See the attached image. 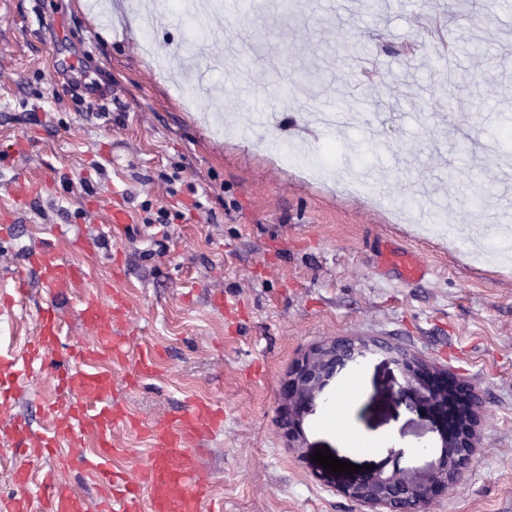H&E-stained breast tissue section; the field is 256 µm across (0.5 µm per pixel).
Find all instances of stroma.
<instances>
[{
  "mask_svg": "<svg viewBox=\"0 0 512 512\" xmlns=\"http://www.w3.org/2000/svg\"><path fill=\"white\" fill-rule=\"evenodd\" d=\"M0 0V269L30 288L0 317V359L20 357L41 308L64 326L62 351L93 349L77 289L44 288L26 263L49 246L82 286L126 301L124 349L109 401L134 429L114 431L112 468L139 478L149 430L204 401L221 430L191 442L203 507L223 512H368L328 480L315 450L392 469L317 426L337 387L359 378L351 421L438 457L430 419L399 395L395 365L373 355L342 370L303 423L307 448L277 424L279 390L313 347L365 337L400 347L478 395L477 447L425 512H512V246L473 227L512 226L511 168L493 165L512 114V14L495 0H222L237 52L188 23L172 0ZM138 11L131 30L126 9ZM222 57L221 97H195L184 70L193 28ZM329 166L312 180L310 169ZM361 178L364 192L348 191ZM28 179L33 194L14 189ZM170 213L166 235L145 217ZM128 222L112 226L111 213ZM426 270L401 280L392 252ZM154 360L140 368L143 354ZM52 370L32 365L11 412L49 421Z\"/></svg>",
  "mask_w": 512,
  "mask_h": 512,
  "instance_id": "35a3bbf8",
  "label": "stroma"
}]
</instances>
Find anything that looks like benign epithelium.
<instances>
[{"label": "benign epithelium", "mask_w": 512, "mask_h": 512, "mask_svg": "<svg viewBox=\"0 0 512 512\" xmlns=\"http://www.w3.org/2000/svg\"><path fill=\"white\" fill-rule=\"evenodd\" d=\"M374 350L388 355L402 370L414 395L411 408L434 418L442 448L437 462L422 473L400 467L366 472L346 482L342 491L371 512H411L412 504L420 512L459 479L476 450L479 400L447 373L374 339L336 338L314 347L288 373L279 409L281 426L292 447H307L301 427L303 415L312 410L334 374Z\"/></svg>", "instance_id": "7a95c632"}]
</instances>
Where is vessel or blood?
<instances>
[{"instance_id":"obj_1","label":"vessel or blood","mask_w":512,"mask_h":512,"mask_svg":"<svg viewBox=\"0 0 512 512\" xmlns=\"http://www.w3.org/2000/svg\"><path fill=\"white\" fill-rule=\"evenodd\" d=\"M30 263L36 267L45 287L71 288L82 280L80 268L61 261L50 248H35L28 253ZM80 311L89 324L98 328L97 348L118 351L114 339L123 316L124 299L113 294L110 302H102L97 291L87 289L78 296ZM62 327L53 307L42 309L38 335L28 356L23 359L0 361V418L9 419L11 397L24 381L27 367L33 361L53 359L60 345ZM60 392L55 409V430L33 435L24 426L15 425L14 448L24 458L13 469L12 480L18 487L29 484L32 474L29 460L54 452L59 434L70 435L73 445L84 442L85 434H92L98 447L97 459L91 471L105 494L96 505V512H140L136 486L108 465L112 454V427L119 413L103 401L102 393L111 379L104 369H88L80 365H66L55 370ZM223 422L221 410L197 402L181 415L158 422L151 430L155 453L151 465L145 470L141 485H147L151 512H197L198 467L195 456L186 452L185 445L213 433ZM71 463L70 457L58 456L57 467L41 478L45 491L41 499V512H85L84 499L60 476Z\"/></svg>"}]
</instances>
